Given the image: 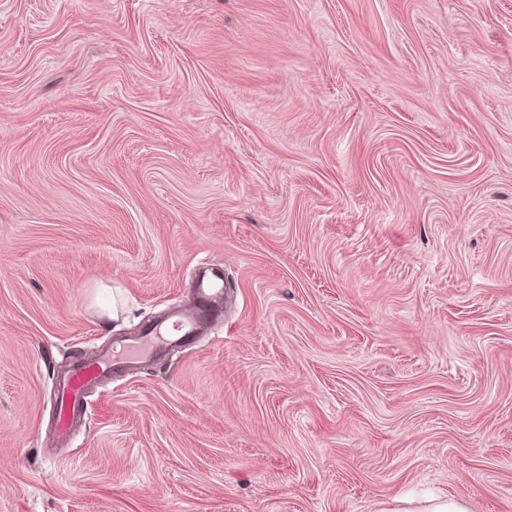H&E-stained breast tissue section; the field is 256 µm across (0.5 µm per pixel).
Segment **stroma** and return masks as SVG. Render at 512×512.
<instances>
[{
  "label": "stroma",
  "instance_id": "stroma-1",
  "mask_svg": "<svg viewBox=\"0 0 512 512\" xmlns=\"http://www.w3.org/2000/svg\"><path fill=\"white\" fill-rule=\"evenodd\" d=\"M404 491L512 512V0H0V512ZM224 279L210 265L201 267L194 303L189 311L176 312L164 320L149 323L139 336L116 342L120 355L106 349L93 360L80 361L56 385L54 402L59 432L67 437L74 423L83 419L87 393L100 379L108 377L119 364L130 370L142 359L154 358L162 349L182 347L189 337H199L213 323L217 305L225 298Z\"/></svg>",
  "mask_w": 512,
  "mask_h": 512
}]
</instances>
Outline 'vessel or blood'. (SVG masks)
Listing matches in <instances>:
<instances>
[{
    "label": "vessel or blood",
    "mask_w": 512,
    "mask_h": 512,
    "mask_svg": "<svg viewBox=\"0 0 512 512\" xmlns=\"http://www.w3.org/2000/svg\"><path fill=\"white\" fill-rule=\"evenodd\" d=\"M226 295L224 279L214 268L205 266L197 283L190 310L176 312L164 320L147 324L139 336L121 341L120 352L103 350L93 360L81 361L56 385L54 402L57 425L68 434L74 423L83 419L87 393L115 367L132 368L143 359L154 358L160 350L183 346L186 339L200 336L213 323L217 305Z\"/></svg>",
    "instance_id": "1"
}]
</instances>
